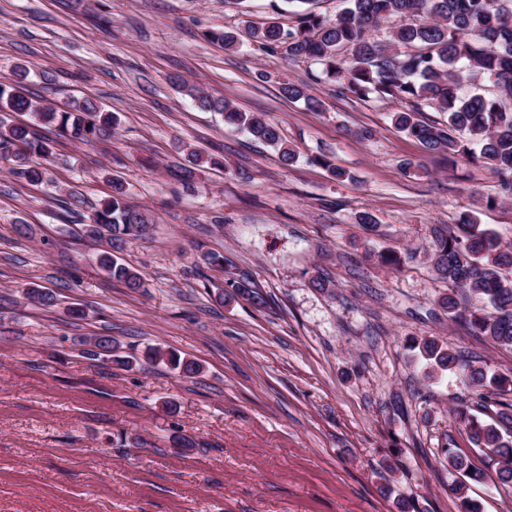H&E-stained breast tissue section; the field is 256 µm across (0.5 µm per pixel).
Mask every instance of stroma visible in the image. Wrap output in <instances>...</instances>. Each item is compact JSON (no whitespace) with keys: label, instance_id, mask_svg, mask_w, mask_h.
Masks as SVG:
<instances>
[{"label":"stroma","instance_id":"obj_1","mask_svg":"<svg viewBox=\"0 0 512 512\" xmlns=\"http://www.w3.org/2000/svg\"><path fill=\"white\" fill-rule=\"evenodd\" d=\"M280 3L0 0V82L23 63L31 96L90 98L118 117L92 145L40 128L54 146L41 184L0 159V512H399L404 499L415 512H458L449 448L485 471L469 491L483 512H512V492L455 420L465 406L495 419L512 393L479 407L461 373L424 379L410 348L436 336L512 378V350L438 310L428 261L433 226L465 213L512 245V196L480 155L425 151L393 125L391 105L340 93L315 65L205 37L246 19L291 24ZM174 75L266 113L299 161L282 166L273 148L199 109ZM287 80L309 85L321 111L282 97ZM191 148L223 168L176 181ZM332 164L350 180L333 179ZM113 176L153 218L148 238L117 252L141 274L138 290L101 274L105 243L81 230ZM207 253L223 267H206ZM318 275L329 290L313 288ZM231 277L267 305L216 303ZM31 287L54 305L30 301ZM98 336L130 366L89 358ZM149 345L202 373L145 362ZM176 433L200 448H172Z\"/></svg>","mask_w":512,"mask_h":512}]
</instances>
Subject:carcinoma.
Wrapping results in <instances>:
<instances>
[{"mask_svg": "<svg viewBox=\"0 0 512 512\" xmlns=\"http://www.w3.org/2000/svg\"><path fill=\"white\" fill-rule=\"evenodd\" d=\"M336 18L329 19L309 9L298 13L296 24L283 28L278 21L246 30L248 39L272 53L292 61H312L320 67V79L335 84L359 98L374 95L380 100H398L409 105L393 112L394 125L417 140L430 153L472 154L481 157L498 175L502 193L512 195V0H346ZM410 21L388 31L386 40L376 31L392 17ZM205 37L227 50L240 48L242 38L231 31H209ZM418 46L413 53L401 51ZM482 74L494 79L500 96L487 99L462 92L466 76ZM27 68H15L16 80L0 83V112H27L40 125L55 127L59 134L80 144L90 145L112 134L117 124L114 113L86 99L63 108L44 105L29 97L24 88ZM175 86L200 106L224 115V124L245 131L254 139L278 150L289 165L297 160L277 124L262 112H242L229 101L203 94L182 78ZM284 97L304 101L317 109L320 101L308 87L292 82L280 86ZM446 113L445 123L431 124L419 119L424 108ZM53 146L37 138L28 125H10L0 120V159L12 162L11 171L35 184L43 179L45 164L51 161ZM223 161L191 149L187 164L173 171L185 183L194 181L208 166ZM112 195L94 213L87 234L105 238L113 248L142 239L152 231V218L128 201L127 189L118 177H111ZM436 279L448 285L438 304L448 319L458 322L476 336L512 350V246H501L496 234L465 214L457 226L437 225L429 254ZM104 275L132 290L143 287L141 275L110 251L97 259ZM236 294L264 306L266 298L248 287L245 280L231 283ZM426 377L445 371L463 370L476 394L512 385L509 378H498L482 366L440 344L425 339L418 344ZM119 345L109 336L94 339L86 353L128 364L117 354ZM145 357L165 362L186 377L200 373V365L148 346ZM456 420L469 433L475 450L497 465V477L505 488H512V413H501L486 423L467 409L456 412ZM448 472L456 476L453 491L460 500V512H480L465 496L464 479H482L467 457L448 451Z\"/></svg>", "mask_w": 512, "mask_h": 512, "instance_id": "1", "label": "carcinoma"}]
</instances>
